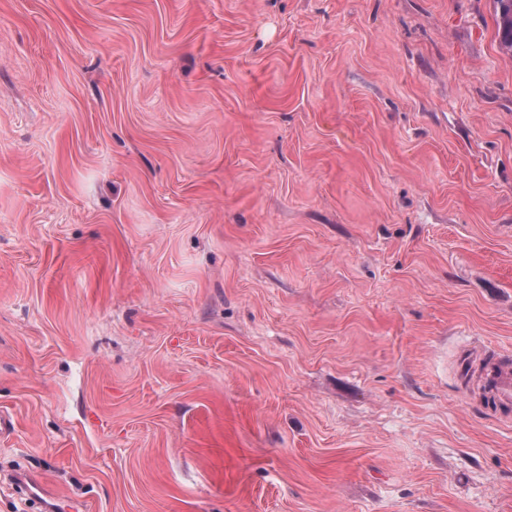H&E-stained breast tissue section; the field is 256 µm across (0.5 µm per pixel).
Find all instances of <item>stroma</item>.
Segmentation results:
<instances>
[{
    "label": "stroma",
    "mask_w": 512,
    "mask_h": 512,
    "mask_svg": "<svg viewBox=\"0 0 512 512\" xmlns=\"http://www.w3.org/2000/svg\"><path fill=\"white\" fill-rule=\"evenodd\" d=\"M494 0H0V512H512ZM468 354L473 368L480 372L486 406L494 413L508 414L512 410V356L490 357L482 347H473Z\"/></svg>",
    "instance_id": "obj_1"
}]
</instances>
